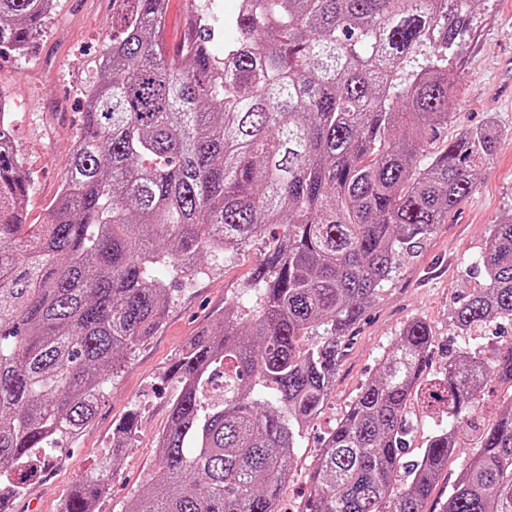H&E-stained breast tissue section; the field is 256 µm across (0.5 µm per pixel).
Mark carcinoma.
Returning a JSON list of instances; mask_svg holds the SVG:
<instances>
[{
    "instance_id": "1",
    "label": "carcinoma",
    "mask_w": 512,
    "mask_h": 512,
    "mask_svg": "<svg viewBox=\"0 0 512 512\" xmlns=\"http://www.w3.org/2000/svg\"><path fill=\"white\" fill-rule=\"evenodd\" d=\"M53 2L0 0V53L38 36ZM165 2L112 0L119 25L45 224L25 223L30 182L0 93V512H13L19 473L41 468L43 449L94 421L124 358L161 323L157 267L188 280L280 224L244 282L247 303L224 306L172 363L155 491L125 509L277 512L347 331L496 149L491 127L438 143L485 0H242L222 21L215 0H199L174 58ZM228 24L238 38L217 56ZM475 267L485 287L450 315L462 335L512 319V216ZM433 349L426 321L403 326L329 433L296 512H424L484 385L512 380V353L490 361L465 343L432 375ZM415 402L448 422L406 461ZM137 416L115 424L112 460ZM474 441L438 512H512V404ZM104 490L86 478L61 512H92Z\"/></svg>"
}]
</instances>
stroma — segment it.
Masks as SVG:
<instances>
[{
  "instance_id": "stroma-1",
  "label": "stroma",
  "mask_w": 512,
  "mask_h": 512,
  "mask_svg": "<svg viewBox=\"0 0 512 512\" xmlns=\"http://www.w3.org/2000/svg\"><path fill=\"white\" fill-rule=\"evenodd\" d=\"M476 17L477 32L459 62L452 119L441 136L452 139L489 124L499 134L496 151L480 166L475 187L463 204L400 262L349 331L335 387L298 441L292 475L280 491V512H294L326 434L360 386L377 375L383 351L406 321L421 317L431 327L433 372L465 338L489 358L512 348L511 320L472 328L465 337L448 320L460 297L483 282L482 274L469 273L468 262L483 254L493 224L512 215V0H486ZM111 35L112 0H57L43 32L24 52L0 57V92L11 100L12 137L32 179L28 223L47 220L80 132L82 89L93 80L94 61ZM269 243V237L258 238L188 281L173 277L169 267L158 268V276L173 288L162 323L128 354L96 419L78 438L60 443L54 464L29 481L14 512H60L70 490L93 473L103 474L107 485L95 512H124L132 494L149 491L159 466L158 439L178 388L170 377L171 365L225 305L239 301L242 284ZM132 408L138 409L139 417L131 446L113 469H106L112 429Z\"/></svg>"
}]
</instances>
